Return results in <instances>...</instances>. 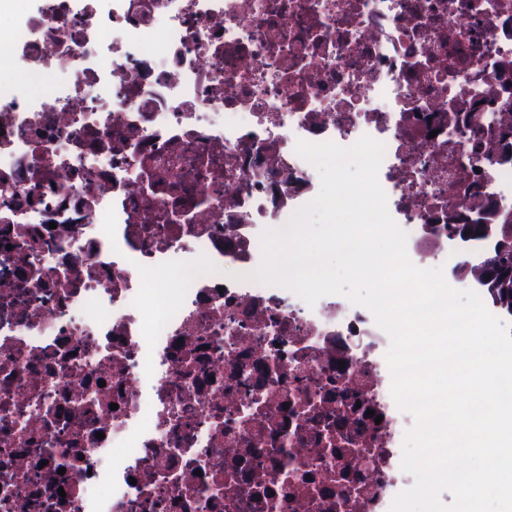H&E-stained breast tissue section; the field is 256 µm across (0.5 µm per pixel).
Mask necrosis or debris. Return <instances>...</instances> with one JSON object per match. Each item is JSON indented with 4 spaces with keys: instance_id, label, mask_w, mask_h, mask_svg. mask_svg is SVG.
I'll return each mask as SVG.
<instances>
[{
    "instance_id": "4bbe7bcc",
    "label": "necrosis or debris",
    "mask_w": 512,
    "mask_h": 512,
    "mask_svg": "<svg viewBox=\"0 0 512 512\" xmlns=\"http://www.w3.org/2000/svg\"><path fill=\"white\" fill-rule=\"evenodd\" d=\"M364 135L412 262L462 263L447 225L512 213V0H30L0 30V512H389L387 334L247 278L320 189L297 142Z\"/></svg>"
}]
</instances>
